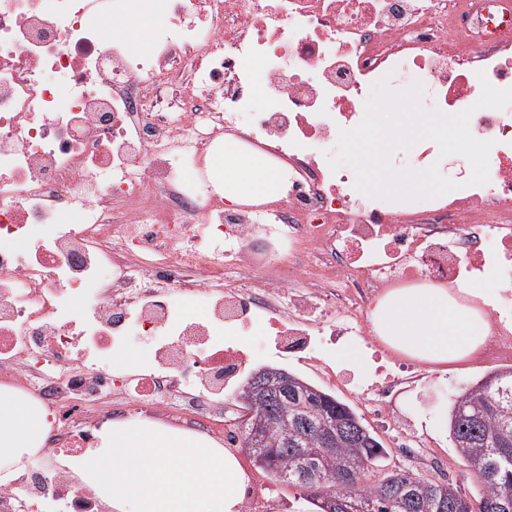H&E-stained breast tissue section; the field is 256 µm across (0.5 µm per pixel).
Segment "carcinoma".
Masks as SVG:
<instances>
[{
    "instance_id": "1",
    "label": "carcinoma",
    "mask_w": 512,
    "mask_h": 512,
    "mask_svg": "<svg viewBox=\"0 0 512 512\" xmlns=\"http://www.w3.org/2000/svg\"><path fill=\"white\" fill-rule=\"evenodd\" d=\"M299 396L281 399L241 387L250 413L241 447L254 466L302 492L311 512H512V369L495 371L456 397L448 413L456 453L481 485H457L388 469L389 452L356 411L296 378Z\"/></svg>"
}]
</instances>
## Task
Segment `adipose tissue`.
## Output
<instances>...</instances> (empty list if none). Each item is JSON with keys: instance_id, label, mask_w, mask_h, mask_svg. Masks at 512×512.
<instances>
[{"instance_id": "obj_1", "label": "adipose tissue", "mask_w": 512, "mask_h": 512, "mask_svg": "<svg viewBox=\"0 0 512 512\" xmlns=\"http://www.w3.org/2000/svg\"><path fill=\"white\" fill-rule=\"evenodd\" d=\"M225 203H274L288 169L233 136L208 157ZM492 289L422 282L396 288L369 312L371 330L390 348L441 370L470 358L491 336ZM46 409L23 391L0 385V486L12 484L25 457L42 449ZM75 486L111 512H241L248 482L235 456L213 439L143 418L115 419L102 442L77 459H61Z\"/></svg>"}]
</instances>
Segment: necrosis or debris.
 <instances>
[{
  "mask_svg": "<svg viewBox=\"0 0 512 512\" xmlns=\"http://www.w3.org/2000/svg\"><path fill=\"white\" fill-rule=\"evenodd\" d=\"M136 2L0 0V371L17 366L78 452L94 441L90 399L122 378L109 354L129 328L157 340L136 408L189 372L220 409L247 363L237 327L262 311L278 352L322 362L324 337L354 338L392 363L363 394L388 431L426 447L396 406L410 363L361 325L391 289L488 278L500 289L476 358L512 357V106H476L483 83L512 88V20L489 0H161L141 50L114 34ZM381 80L421 83L428 111L472 109V136L492 144L488 182L469 184L461 160L458 189L409 210L331 170L326 150ZM225 134L287 164L286 201L225 208L206 171ZM256 230L288 250L259 277L245 270ZM197 264L209 282L185 280ZM193 295L205 320L182 312ZM0 512L100 508L58 471L0 488Z\"/></svg>",
  "mask_w": 512,
  "mask_h": 512,
  "instance_id": "obj_1",
  "label": "necrosis or debris"
}]
</instances>
